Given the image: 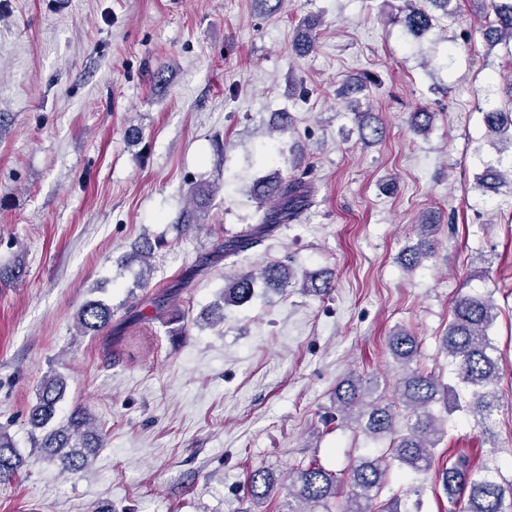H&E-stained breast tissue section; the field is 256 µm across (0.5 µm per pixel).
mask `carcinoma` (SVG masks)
I'll use <instances>...</instances> for the list:
<instances>
[{"mask_svg":"<svg viewBox=\"0 0 512 512\" xmlns=\"http://www.w3.org/2000/svg\"><path fill=\"white\" fill-rule=\"evenodd\" d=\"M404 26L413 35H420L432 27L431 4L450 14L452 0H402ZM487 18L483 38L490 46L512 41V0H485ZM319 19H305L309 33L294 40L293 49L307 55L314 48L310 31L317 28ZM508 109H494L485 113V123L491 135L506 137L512 149V82L505 89ZM434 113L426 108L408 113V124L415 133L429 132ZM359 137L365 144L378 141L383 134L379 123L358 121ZM311 171L298 176L275 173L262 178L253 187L258 224L224 240V255L238 256L263 241L264 235L281 224H295L311 205ZM484 189H497L508 183L500 171L486 169L477 177ZM216 191L214 186H195L190 194V207L185 209L178 223H199L198 211L203 201ZM419 241L407 248L401 256L410 270L422 265L438 246V225L422 219L418 223ZM293 270L288 264L274 262L259 272L244 271L224 284L221 303L214 306L212 324L224 322V307L248 302L258 283L286 289L292 284ZM302 287L316 293L332 288V274L314 279L307 276ZM112 306L102 300H89L78 310L75 327L81 336H97L112 327ZM497 319V306L492 293H460L456 296L448 328L441 336V348L453 367L460 390L444 384L441 378L414 365L419 355V341L405 329L389 336V350L398 365L399 377L394 385V400L384 402L368 399L371 387L362 378L350 375L336 385V410L342 420L356 424L364 433L390 439L384 455L378 458H360L352 465L346 483L337 473L312 461L292 471L288 486V512H318L328 509L331 500L342 496L345 505L340 512H409L400 497L380 500L393 464L404 466L414 474H434L448 496V502L458 506L457 512H512V478H506L497 463V441L492 430L493 415L497 409L499 382L498 348L490 336ZM67 389L66 378L60 374L46 376L35 393V403L29 408V423L33 447L42 448L61 468L71 474L85 471L93 449L100 448L104 434L82 408L52 425L58 404ZM465 412L482 428L488 453L482 461L467 454L448 458V465H436L439 442L445 434L444 420L434 411L437 404ZM23 466V458L12 437L0 429V483L11 481ZM248 493L255 501H265L276 493L269 473L254 470L248 479Z\"/></svg>","mask_w":512,"mask_h":512,"instance_id":"carcinoma-1","label":"carcinoma"}]
</instances>
